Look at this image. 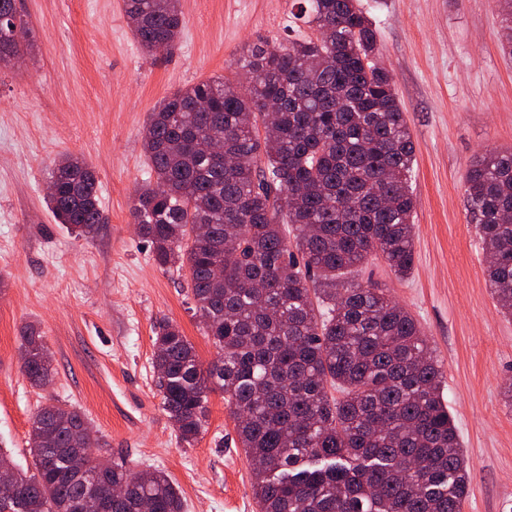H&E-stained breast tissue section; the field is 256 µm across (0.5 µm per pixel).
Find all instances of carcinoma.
Segmentation results:
<instances>
[{
  "label": "carcinoma",
  "instance_id": "1",
  "mask_svg": "<svg viewBox=\"0 0 512 512\" xmlns=\"http://www.w3.org/2000/svg\"><path fill=\"white\" fill-rule=\"evenodd\" d=\"M496 2L512 51V0ZM124 10L146 52L173 49L179 0H124ZM293 17L314 35L247 50L239 58L246 89L200 81L162 100L148 122L153 181L132 217L158 265L185 272L219 352L204 369L177 325H159L163 409L190 445L208 391L224 390L260 512H460L470 468L441 365L417 321L378 283L358 280L374 254L400 278L413 266L405 114L360 0H298ZM29 33L16 0H0V63L21 55ZM268 100L278 110L262 138ZM51 182L58 223L87 234L104 223L84 160L64 156ZM466 185L489 288L512 316V149L479 157ZM20 350L30 385L50 384L52 358L34 326ZM29 446L35 473L0 484V512H76L93 488L115 486L123 495L112 512H184L168 475L102 468L73 406L39 407Z\"/></svg>",
  "mask_w": 512,
  "mask_h": 512
}]
</instances>
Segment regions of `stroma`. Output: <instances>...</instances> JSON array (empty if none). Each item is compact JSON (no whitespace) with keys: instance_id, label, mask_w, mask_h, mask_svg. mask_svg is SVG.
Instances as JSON below:
<instances>
[{"instance_id":"1","label":"stroma","mask_w":512,"mask_h":512,"mask_svg":"<svg viewBox=\"0 0 512 512\" xmlns=\"http://www.w3.org/2000/svg\"><path fill=\"white\" fill-rule=\"evenodd\" d=\"M410 128L415 162L414 266L400 279L380 256L361 280L387 288L428 337L443 397L470 466L462 512H512V318L501 313L485 254L466 221L465 175L476 157L512 149V54L494 0H362ZM32 31L21 67L0 64V454L33 473L37 407H77L100 453L160 470L185 512H259L253 466L222 391L204 429L182 443L163 410L155 329L176 324L203 365L218 358L184 277L160 267L131 207L148 183L143 135L161 100L212 77L235 78L243 48L287 38L289 0H180L168 55L133 37L123 0H18ZM97 173L105 222L76 236L46 204L63 156ZM42 332L54 380L32 387L19 336Z\"/></svg>"}]
</instances>
